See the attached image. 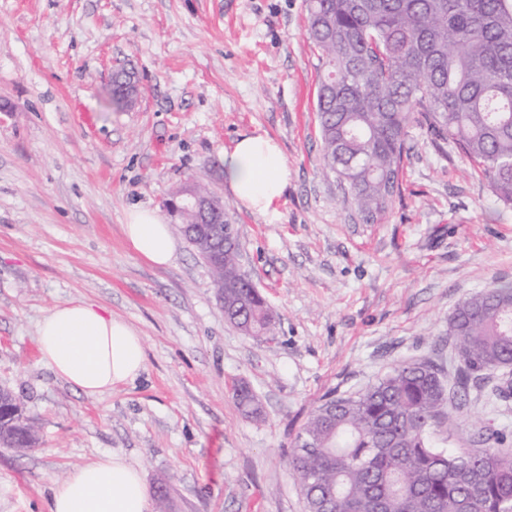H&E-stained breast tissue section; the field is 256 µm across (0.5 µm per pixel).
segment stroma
Here are the masks:
<instances>
[{
	"label": "stroma",
	"instance_id": "35a3bbf8",
	"mask_svg": "<svg viewBox=\"0 0 512 512\" xmlns=\"http://www.w3.org/2000/svg\"><path fill=\"white\" fill-rule=\"evenodd\" d=\"M307 26L305 0H0V388L39 433L29 451L0 448V512H48L52 481L109 451L166 490L167 512H305L288 457L325 394L424 360L453 384V310L512 285V205L414 122L399 195L382 223H362L324 169V67ZM121 67L142 88L128 108L109 101ZM245 135L288 161L276 215L240 208L224 182V152ZM189 182L223 198L267 335L225 320L184 236L165 267L126 242L134 206L178 226L166 203ZM77 300L144 340L141 375L99 397L56 377L35 344L47 310ZM504 378L453 410L451 448L482 426L512 435V397L492 393ZM238 384L258 414L238 408Z\"/></svg>",
	"mask_w": 512,
	"mask_h": 512
}]
</instances>
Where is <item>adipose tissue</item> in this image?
Listing matches in <instances>:
<instances>
[{"mask_svg": "<svg viewBox=\"0 0 512 512\" xmlns=\"http://www.w3.org/2000/svg\"><path fill=\"white\" fill-rule=\"evenodd\" d=\"M288 177V161L271 138L244 136L224 153V181L247 210L276 212ZM123 231L138 257L157 266L171 262L173 229L154 210L132 208ZM36 346L43 364L87 396L110 392L145 368L142 337L85 300L53 306L38 324ZM48 507L49 512H152V499L141 471L110 452L52 482Z\"/></svg>", "mask_w": 512, "mask_h": 512, "instance_id": "obj_1", "label": "adipose tissue"}]
</instances>
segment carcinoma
<instances>
[{"mask_svg": "<svg viewBox=\"0 0 512 512\" xmlns=\"http://www.w3.org/2000/svg\"><path fill=\"white\" fill-rule=\"evenodd\" d=\"M308 35L322 55L316 112L325 169L346 182L360 219L381 221L400 190L408 126L472 161L512 204V0H306ZM137 88L112 74V104ZM224 294V316L251 336L270 331L268 307L239 267L240 243L206 253L210 225L180 224ZM461 362L456 393L512 366V285L463 298L448 327ZM255 414V396L235 389ZM451 397L430 362L404 364L352 397L321 399L289 455L307 512H506L512 456L502 431L486 447L439 448ZM35 421L7 428L0 446L25 452Z\"/></svg>", "mask_w": 512, "mask_h": 512, "instance_id": "cac0c4a2", "label": "carcinoma"}]
</instances>
